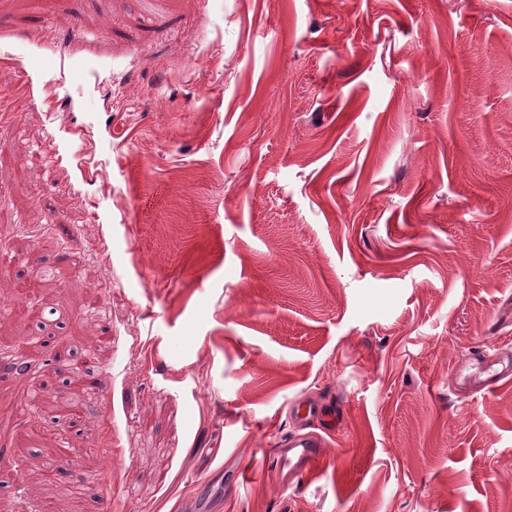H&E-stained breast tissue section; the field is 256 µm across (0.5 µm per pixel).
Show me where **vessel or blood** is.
<instances>
[{
    "mask_svg": "<svg viewBox=\"0 0 512 512\" xmlns=\"http://www.w3.org/2000/svg\"><path fill=\"white\" fill-rule=\"evenodd\" d=\"M473 360V372L463 377L464 383L473 390H486L512 377L511 360L491 361L480 350L474 352ZM289 416L300 430L277 441L274 470L279 475L297 477L309 471L323 455L326 443L322 434L335 428L339 411L333 405L325 407L298 399L290 403Z\"/></svg>",
    "mask_w": 512,
    "mask_h": 512,
    "instance_id": "b4317fda",
    "label": "vessel or blood"
}]
</instances>
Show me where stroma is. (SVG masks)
<instances>
[{
	"label": "stroma",
	"mask_w": 512,
	"mask_h": 512,
	"mask_svg": "<svg viewBox=\"0 0 512 512\" xmlns=\"http://www.w3.org/2000/svg\"><path fill=\"white\" fill-rule=\"evenodd\" d=\"M1 93L0 512H512V0H0ZM474 371L463 374L462 371L453 375L455 380L463 378L465 384L475 391L490 389L504 379L512 377V361L511 358H499L490 361L486 358L483 350H476L473 354ZM289 416L297 426L317 422L322 430L331 431L336 427L339 410L336 404L325 407L309 400L297 399L289 405ZM274 470L288 486V475L298 477L324 454L326 443L317 432L290 433L275 444ZM285 472V474H284Z\"/></svg>",
	"instance_id": "obj_1"
}]
</instances>
